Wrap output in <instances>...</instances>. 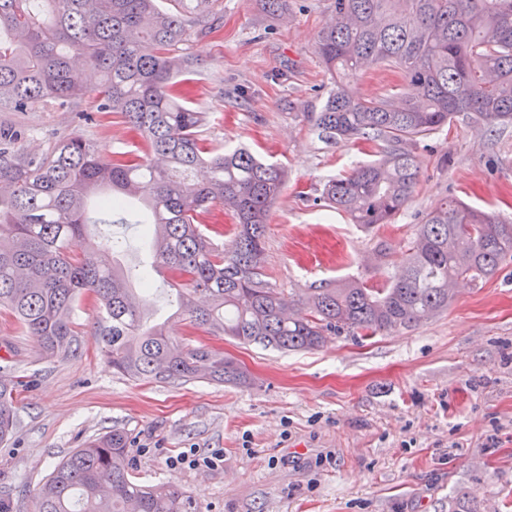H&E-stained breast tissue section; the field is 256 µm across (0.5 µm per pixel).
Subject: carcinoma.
<instances>
[{"label": "carcinoma", "instance_id": "cac0c4a2", "mask_svg": "<svg viewBox=\"0 0 512 512\" xmlns=\"http://www.w3.org/2000/svg\"><path fill=\"white\" fill-rule=\"evenodd\" d=\"M0 0V112L44 102L79 122L84 72L101 76L96 111L116 114L140 138L138 152L105 162L96 144L70 133L40 152L29 130L0 123V308L46 359L78 350L76 301L92 295L96 335L117 373L137 381L242 383L245 375L205 344L173 341L150 323L146 269L121 263L123 242L91 229L137 200L146 211L151 270H165L176 315L193 333L228 336L282 351L318 349L329 336L409 329L448 310L451 285L496 277L512 260V222L445 196L425 214L405 263L384 288L360 278L288 294L265 279L267 217L284 170L248 148L217 152L201 137L202 116L181 98L196 62L191 36L220 27L215 0ZM334 21L315 51L337 76L314 117L326 141L370 142L379 158L329 180L321 198L367 231L391 224L419 183L412 148L459 117L487 130L512 125V0H332ZM397 70L386 97L350 88L366 67ZM234 218L229 247L215 211ZM82 243L80 251L75 244ZM23 380H0V444L16 428ZM128 436L114 429L72 450L41 485L35 512H196L176 484H140Z\"/></svg>", "mask_w": 512, "mask_h": 512}]
</instances>
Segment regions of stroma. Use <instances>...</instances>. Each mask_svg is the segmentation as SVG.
Segmentation results:
<instances>
[{"instance_id": "35a3bbf8", "label": "stroma", "mask_w": 512, "mask_h": 512, "mask_svg": "<svg viewBox=\"0 0 512 512\" xmlns=\"http://www.w3.org/2000/svg\"><path fill=\"white\" fill-rule=\"evenodd\" d=\"M331 0H291L270 14L262 0H216L223 26L187 47L198 61L180 88L205 116L201 135L227 150L249 146L287 173L267 224L263 270L284 290L349 276L383 287L423 216L452 195L512 218V127L468 121L437 131L413 153L420 182L394 223L368 232L325 207L324 184L373 158L361 142L327 143L312 116L333 83L315 53ZM0 120L96 142L103 158L134 150L120 117L73 123L46 103ZM143 211L110 226L127 264H150ZM392 252L377 266L379 241ZM443 314L393 335L328 337L313 351L280 352L225 336L193 337L223 350L246 384L204 379L135 382L113 374L95 334L101 308L83 297L73 320L76 354L44 359L0 309V375L24 385L12 440L0 446V487L17 512L71 450L112 429L126 432L136 479L179 484L198 512H448L462 495L480 512H512V263L484 287L458 282ZM222 449L217 469L173 470L167 459Z\"/></svg>"}]
</instances>
